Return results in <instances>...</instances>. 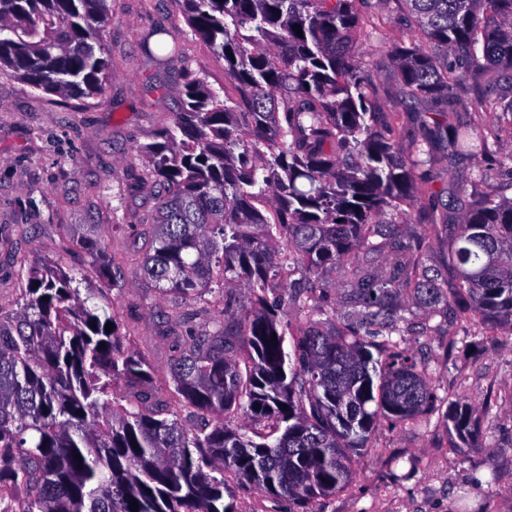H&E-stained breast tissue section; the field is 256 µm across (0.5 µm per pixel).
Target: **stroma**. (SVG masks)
Instances as JSON below:
<instances>
[{"instance_id":"stroma-1","label":"stroma","mask_w":512,"mask_h":512,"mask_svg":"<svg viewBox=\"0 0 512 512\" xmlns=\"http://www.w3.org/2000/svg\"><path fill=\"white\" fill-rule=\"evenodd\" d=\"M112 19L100 37L110 68L102 97L69 99L31 89L13 72L0 71V309H15L29 267L61 260L82 278L96 303L113 305L119 331L154 368V398L168 399V364L177 337L208 332L224 307L246 303L242 283L226 297L177 303L139 277L141 244L159 198L140 153L170 123L181 74H204L226 95L236 87L223 58L196 39L173 0H109ZM360 47L371 87L402 146L420 137L387 59L392 46L415 37L399 0H368ZM158 33L178 43L166 70L145 59L141 40ZM441 189L438 214L458 223L475 198L491 189L512 196V131L502 130L488 156L434 166ZM94 225L109 244L113 266L126 274L121 290L106 288L89 256L61 237L63 227ZM459 328L407 336L405 345L433 370L441 393H460L483 422L485 446L456 450L437 415L394 428L379 426L354 458L348 489L312 503V512H512V328L461 343Z\"/></svg>"}]
</instances>
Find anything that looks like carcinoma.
I'll list each match as a JSON object with an SVG mask.
<instances>
[{
    "mask_svg": "<svg viewBox=\"0 0 512 512\" xmlns=\"http://www.w3.org/2000/svg\"><path fill=\"white\" fill-rule=\"evenodd\" d=\"M107 2L0 0V68L45 94L101 97ZM174 2L237 96L189 74L141 148L160 203L139 275L182 301L241 281L251 296L169 363L172 393L206 419L194 427L150 402L153 368L60 260L31 269L0 310V512H239L229 475L311 512L353 482L383 423L439 412L451 447L478 446L470 404L439 395L404 347L406 297L428 309L422 336L437 317L466 337L512 325V197L486 192L451 226L424 203L439 195L436 153L479 156L498 138L444 120L466 80L482 97L483 73L501 74L512 125V0H400L423 36L390 49L402 96L441 116L408 151L359 62L364 0ZM442 231L446 263L429 265ZM77 243L123 287L107 243Z\"/></svg>",
    "mask_w": 512,
    "mask_h": 512,
    "instance_id": "1",
    "label": "carcinoma"
}]
</instances>
